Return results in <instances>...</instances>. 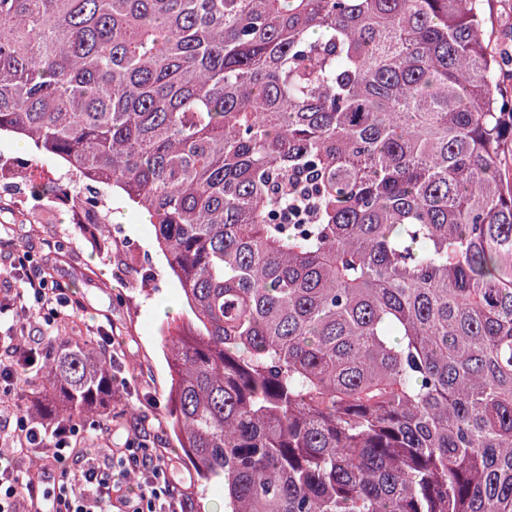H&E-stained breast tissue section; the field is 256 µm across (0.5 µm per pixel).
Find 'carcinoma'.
I'll list each match as a JSON object with an SVG mask.
<instances>
[{
    "instance_id": "obj_1",
    "label": "carcinoma",
    "mask_w": 512,
    "mask_h": 512,
    "mask_svg": "<svg viewBox=\"0 0 512 512\" xmlns=\"http://www.w3.org/2000/svg\"><path fill=\"white\" fill-rule=\"evenodd\" d=\"M483 0H0V135L149 217L224 512H512V111ZM30 196L52 183L27 176ZM112 350L0 394L112 431Z\"/></svg>"
}]
</instances>
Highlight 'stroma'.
<instances>
[{
  "label": "stroma",
  "mask_w": 512,
  "mask_h": 512,
  "mask_svg": "<svg viewBox=\"0 0 512 512\" xmlns=\"http://www.w3.org/2000/svg\"><path fill=\"white\" fill-rule=\"evenodd\" d=\"M485 38L494 51L512 46V0H486ZM112 249L99 250L86 225L72 221L66 204L58 197L34 199L0 197V289L20 288L21 283L2 259L16 252L30 254L49 279L71 291L67 308L69 327L52 323L47 335L61 338L73 332L98 335L107 330L120 346L113 363L119 383L113 395L132 408L111 436L88 438L98 448L122 446L136 438L135 424L145 421L150 446L172 453L189 481L183 492L190 512H201L205 499L218 490L200 493L165 417L171 379L164 358L160 327L185 318L181 291L164 273L154 247L153 229L144 217L119 199H111Z\"/></svg>",
  "instance_id": "stroma-1"
}]
</instances>
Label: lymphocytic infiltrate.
I'll return each instance as SVG.
<instances>
[{
	"label": "lymphocytic infiltrate",
	"instance_id": "lymphocytic-infiltrate-1",
	"mask_svg": "<svg viewBox=\"0 0 512 512\" xmlns=\"http://www.w3.org/2000/svg\"><path fill=\"white\" fill-rule=\"evenodd\" d=\"M14 269L23 284L19 296L49 317L69 306L64 288L50 285L40 266L22 261ZM16 297L0 296V314L13 310ZM15 421V433L27 447L50 450L61 465L74 456V449L64 441L66 427L56 428L52 433L56 442L51 445L44 427L21 415ZM175 470L174 457L136 439L101 458L85 454L72 478L48 488L40 474L18 476L11 457L0 453V512H25L28 504L41 499L49 502V512H188L187 499L174 491Z\"/></svg>",
	"mask_w": 512,
	"mask_h": 512
}]
</instances>
